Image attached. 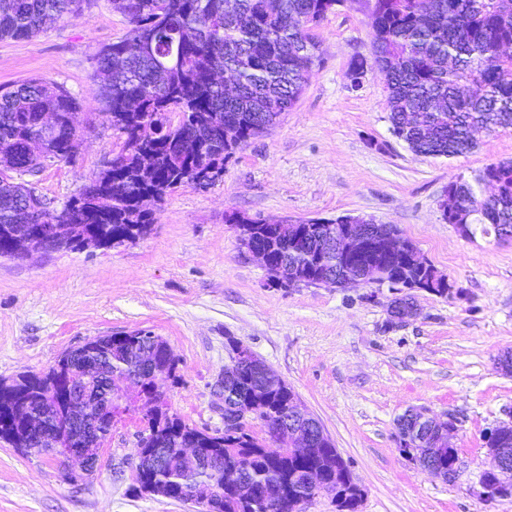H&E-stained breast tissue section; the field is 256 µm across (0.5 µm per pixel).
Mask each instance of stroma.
<instances>
[{"instance_id":"stroma-1","label":"stroma","mask_w":512,"mask_h":512,"mask_svg":"<svg viewBox=\"0 0 512 512\" xmlns=\"http://www.w3.org/2000/svg\"><path fill=\"white\" fill-rule=\"evenodd\" d=\"M111 0L30 39L0 40V87L32 78L63 84L84 116L102 110L97 50L122 37ZM320 59L297 104L225 164L221 181L184 187L157 211L150 235L111 250L48 251L0 258V379L44 372L96 336L147 330L167 342L177 381L163 390L172 412L208 432L224 429L221 382L235 338L293 389L319 421L362 489L358 512H512V497L485 500L479 474L486 431L512 410V240L460 235L443 217L448 184L512 159V128L481 135L469 154H414L389 120L385 79L367 67L371 20L346 0L315 31ZM102 124L77 156L46 167L39 194L62 203L118 153ZM258 222L351 214L395 225L452 286L416 295V317L391 320L388 288H278L246 254L227 217ZM452 418L462 473L453 483L405 457L397 420L408 409ZM137 414L115 423L96 471L65 478L48 454L0 441V512H195L135 490Z\"/></svg>"}]
</instances>
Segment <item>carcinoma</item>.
Wrapping results in <instances>:
<instances>
[{
	"instance_id": "obj_1",
	"label": "carcinoma",
	"mask_w": 512,
	"mask_h": 512,
	"mask_svg": "<svg viewBox=\"0 0 512 512\" xmlns=\"http://www.w3.org/2000/svg\"><path fill=\"white\" fill-rule=\"evenodd\" d=\"M83 0H0V40L35 37L63 17L80 10ZM129 22L126 34L95 54L103 83L97 96L110 114L112 130L124 138L119 160L108 163L78 194L60 207L35 193L29 183L0 181V252L16 235L34 239L56 234L59 224H74L91 237L126 236L136 241L156 223L154 206L181 187L197 186L198 177L213 185L224 176V163L249 140L272 127L293 108L305 76L317 59L318 42L303 22L320 24L343 0H111ZM372 14V63L385 78L394 134L419 155L450 157L473 150L483 131L512 127V0H362ZM237 80V92L224 94L217 73ZM77 98L62 84L29 79L0 87V158L15 172L35 176L48 164L70 162L77 154L83 119ZM43 112L57 115L47 132ZM178 115L174 122L171 115ZM476 183L493 193L476 197L466 181L448 183V194L461 205L444 217L450 224H474L483 232L494 224L512 225V160L492 162ZM234 224H252L256 246L272 265L297 266L316 279L323 266L352 273L360 260L336 262L319 250L320 234L312 220L293 224H254L239 214ZM150 337L138 330L97 336L92 357L74 351L69 365L46 372L22 373L0 394V439L15 449L38 448V435L9 411L23 408L42 418L46 432L69 420L72 400L64 395L69 368L86 359L102 368L86 381L90 392L120 376L137 379V394H112V418L130 411L157 409L154 368L176 378L177 360L163 352L155 366L142 353ZM242 342L227 340L224 366V433L201 431L168 411L160 413L146 447L162 457L145 471L146 481L170 487L173 500L224 483V470L248 466L251 498L232 489L216 512H299L308 493L310 469H323L339 486L337 512H357L361 496L351 472L328 438L305 450L285 448L277 456L263 450L247 429L252 410L273 426L295 397L282 380L259 371V359L241 361ZM210 448L213 463L185 471L177 448ZM455 448L417 447L414 462L444 471L453 468ZM279 490L277 506L269 493Z\"/></svg>"
}]
</instances>
